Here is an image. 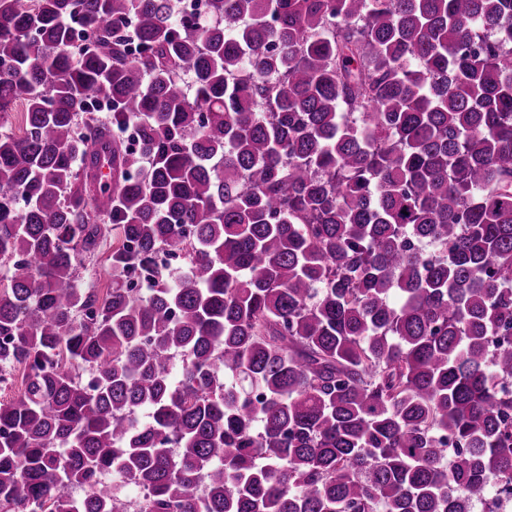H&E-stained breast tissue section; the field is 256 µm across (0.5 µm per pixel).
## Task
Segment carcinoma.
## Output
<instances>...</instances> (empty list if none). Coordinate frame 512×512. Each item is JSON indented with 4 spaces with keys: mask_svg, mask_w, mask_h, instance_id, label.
Returning <instances> with one entry per match:
<instances>
[{
    "mask_svg": "<svg viewBox=\"0 0 512 512\" xmlns=\"http://www.w3.org/2000/svg\"><path fill=\"white\" fill-rule=\"evenodd\" d=\"M210 7L0 0V512H497L512 0ZM111 248L112 234L107 237L106 241H104L99 257L97 259H93L92 261H88L86 263V267L80 270V280L85 285L95 283V288H107L111 281V277L107 263H104L103 260Z\"/></svg>",
    "mask_w": 512,
    "mask_h": 512,
    "instance_id": "carcinoma-1",
    "label": "carcinoma"
}]
</instances>
